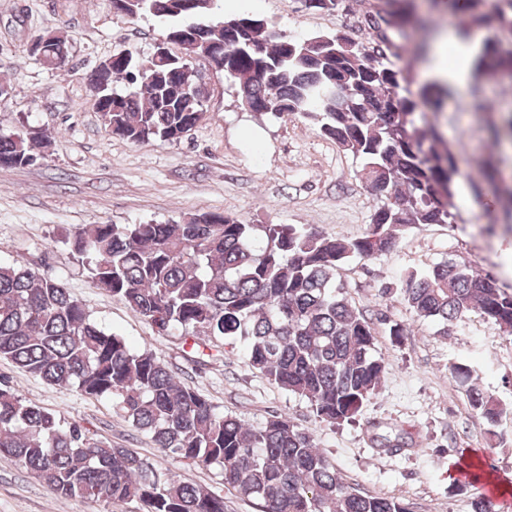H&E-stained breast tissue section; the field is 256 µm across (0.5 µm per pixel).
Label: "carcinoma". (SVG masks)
Listing matches in <instances>:
<instances>
[{"label":"carcinoma","instance_id":"obj_1","mask_svg":"<svg viewBox=\"0 0 512 512\" xmlns=\"http://www.w3.org/2000/svg\"><path fill=\"white\" fill-rule=\"evenodd\" d=\"M132 19L152 15L179 48L173 58L115 53L89 82L107 105L104 125L134 144L175 142L202 118V91L189 57L211 59L229 76L250 111L300 114L322 135L362 163L360 176L378 205L365 232L329 237L310 224H247L232 214L204 212L180 222L98 224L68 240L92 284L123 301L152 329L200 343L227 342L246 364L278 387L307 400L332 425L354 419L378 396L387 365L376 354L375 323L357 308L339 269L350 259L392 252L418 224H450L456 217L459 151L426 121L446 98L438 81L414 84L398 65L406 46L395 41L423 25L415 0H380L358 17L362 40L342 32L295 38L249 14L224 13V0H112ZM468 30L512 33V0H455ZM68 61L57 35L43 66ZM472 108H485L483 87L512 81V51L497 38L481 42L473 59ZM150 79L140 90L141 77ZM126 82L119 93L115 82ZM39 132L0 134V166L34 161ZM483 185L499 188L495 152L478 161ZM398 292L419 319L444 325L472 314L512 336V293L465 261L408 271ZM0 359L43 381L106 399L156 447L192 465L220 469L224 488L257 503L260 512H411L395 497L363 493L344 481L314 433L274 416L258 428L217 409L209 398L175 379L150 349L91 320L60 280L20 257L0 263ZM476 369L451 367L455 383L490 427L506 410L474 383ZM386 453L400 435L373 437ZM0 455L18 461L55 493L100 502H129L142 512H225L224 496L161 472L127 448L94 437L77 423L0 384ZM472 512H500L496 498L478 493Z\"/></svg>","mask_w":512,"mask_h":512}]
</instances>
